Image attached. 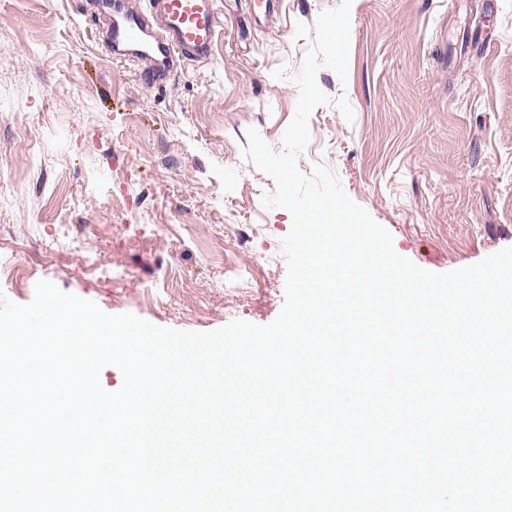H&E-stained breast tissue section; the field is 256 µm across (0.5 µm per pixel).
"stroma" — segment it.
<instances>
[{
  "instance_id": "obj_1",
  "label": "stroma",
  "mask_w": 512,
  "mask_h": 512,
  "mask_svg": "<svg viewBox=\"0 0 512 512\" xmlns=\"http://www.w3.org/2000/svg\"><path fill=\"white\" fill-rule=\"evenodd\" d=\"M339 0H217L208 60L158 83L107 54L96 0H0V291L37 281L155 325H267L285 300L292 216L245 160L248 129L280 148L298 101L278 80L308 48L296 25ZM346 95L317 108L303 172L324 163L392 236L444 273L512 246V0H353Z\"/></svg>"
}]
</instances>
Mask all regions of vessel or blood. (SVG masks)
I'll list each match as a JSON object with an SVG mask.
<instances>
[{"label": "vessel or blood", "mask_w": 512, "mask_h": 512, "mask_svg": "<svg viewBox=\"0 0 512 512\" xmlns=\"http://www.w3.org/2000/svg\"><path fill=\"white\" fill-rule=\"evenodd\" d=\"M102 8L112 17L113 46H139L145 58L157 54L166 59L175 53L207 58L220 26L216 0H149L148 13L159 20L165 33L164 42L153 46L142 40L148 13L128 10L116 0H104Z\"/></svg>", "instance_id": "vessel-or-blood-1"}]
</instances>
